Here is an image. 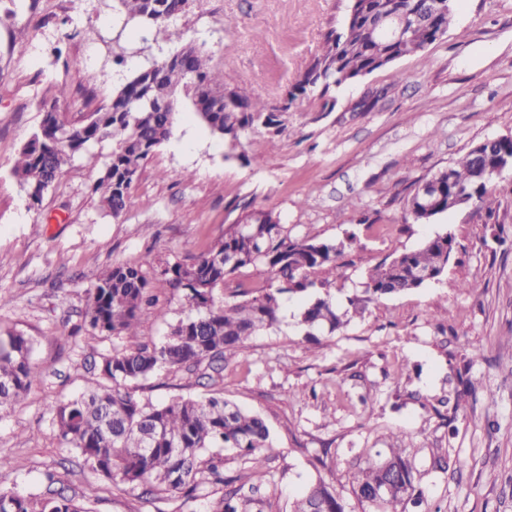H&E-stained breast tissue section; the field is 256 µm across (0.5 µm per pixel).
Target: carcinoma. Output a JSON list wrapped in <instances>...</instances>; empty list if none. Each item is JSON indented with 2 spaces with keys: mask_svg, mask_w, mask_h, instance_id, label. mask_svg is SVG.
<instances>
[{
  "mask_svg": "<svg viewBox=\"0 0 512 512\" xmlns=\"http://www.w3.org/2000/svg\"><path fill=\"white\" fill-rule=\"evenodd\" d=\"M123 25L135 21L153 40H170L177 32L172 18L185 10L187 0H119ZM452 9L437 0H350L341 29L330 30L319 53L296 76L284 103L277 106L238 91L212 65L205 45L187 43L180 50L138 69L101 109L80 121L56 110L65 88L44 87L39 128L23 146L14 175L30 198L62 179L69 160L97 141L112 140V154L93 193L103 209L117 219L130 205V189L145 161L171 135L177 105L187 102L210 131L235 145L258 125H280L277 113L295 103L311 112L333 109L336 90L397 61L423 52L448 32ZM391 23L403 35L382 32ZM512 174V139L503 140L493 154L472 148L466 155L428 178L432 192L416 189L406 202L404 220L429 224L452 209L451 201L469 199L476 209L492 211L493 186ZM355 239L336 243L293 236L271 210L252 209L204 254L188 263L166 265L171 288L182 294L189 313L169 325L164 338L141 340L114 350L94 365L97 381L87 393L48 410L61 442L107 480L144 486L149 495L190 497L200 485L226 484L223 459L213 448H235L244 455L275 453L269 426L258 413L244 410L219 393L195 399L176 396L153 405L144 403L132 385L162 369L180 370L208 363L215 373L235 358L252 335L281 322L286 294L306 297L298 324L305 340L331 336L347 321L330 295L311 289L332 283L337 260ZM456 243L452 232L438 233L417 248L383 261L368 274L363 295L347 298L353 313L361 314L374 298L423 286L425 274L442 275L448 249ZM243 268L266 276V285L228 305L220 290ZM153 302L141 269L120 264L105 273L93 288L86 311L92 332L102 336H138L142 307ZM31 342L21 332L0 336V414L12 408L39 379L30 361ZM415 464L404 448H388L378 460L353 474L356 497L378 512H409L421 505L414 495ZM20 494L0 489V512H92L85 503L52 488ZM387 493L376 497V492ZM232 489L212 502L211 512H263L262 499ZM290 512H345L340 497L319 483L292 505Z\"/></svg>",
  "mask_w": 512,
  "mask_h": 512,
  "instance_id": "cac0c4a2",
  "label": "carcinoma"
}]
</instances>
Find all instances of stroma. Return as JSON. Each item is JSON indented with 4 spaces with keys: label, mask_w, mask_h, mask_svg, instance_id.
Instances as JSON below:
<instances>
[{
    "label": "stroma",
    "mask_w": 512,
    "mask_h": 512,
    "mask_svg": "<svg viewBox=\"0 0 512 512\" xmlns=\"http://www.w3.org/2000/svg\"><path fill=\"white\" fill-rule=\"evenodd\" d=\"M348 0H189L172 30L205 42L246 95L280 102L344 22ZM118 0H0V331L32 341L39 380L0 416V488L79 495L96 475L64 447L50 403L94 387V361L136 338L95 336L89 292L112 266L142 267L156 306L142 309L139 337L162 340L184 316L165 263L205 253L254 208L272 210L292 234L357 241L338 260L330 293L339 307L361 293L365 273L452 230L456 254L442 280L368 303L320 344L303 339V301L285 300L279 327L248 338L209 380L205 367L159 371L136 385L145 402L221 392L262 415L276 452L223 449L225 476L276 494L264 512L322 483L347 512H372L353 473L378 451L406 446L415 484L433 512H512V183L497 186L493 214L465 205L430 224L405 221L416 184L486 139L512 135V0H457L447 34L424 52L336 92L329 112L292 107L282 130L256 126L237 146L213 137L181 106L171 138L147 160L120 218L92 187L111 141L75 155L66 175L32 201L14 161L41 119L42 90L62 83L56 108L79 119L106 104L125 77L174 50L118 30ZM238 26L228 31L225 18ZM126 62L115 65L116 53ZM405 78L397 82L393 71ZM276 148H269V141ZM472 394L449 399L458 384ZM98 488V486H97ZM212 493L158 500L142 488H98L93 512H209Z\"/></svg>",
    "instance_id": "obj_1"
}]
</instances>
